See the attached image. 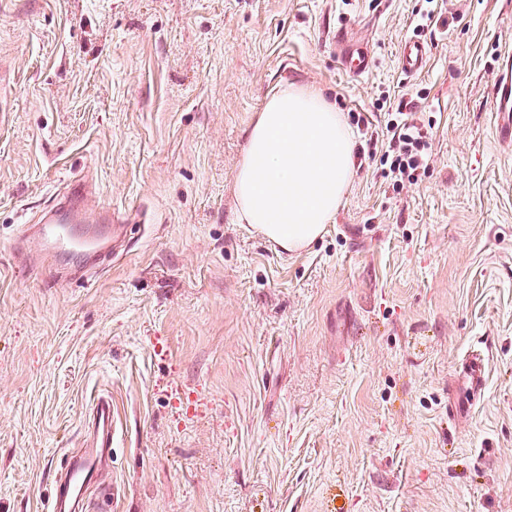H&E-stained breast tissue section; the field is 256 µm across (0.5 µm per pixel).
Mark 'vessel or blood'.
Here are the masks:
<instances>
[{"label": "vessel or blood", "mask_w": 512, "mask_h": 512, "mask_svg": "<svg viewBox=\"0 0 512 512\" xmlns=\"http://www.w3.org/2000/svg\"><path fill=\"white\" fill-rule=\"evenodd\" d=\"M338 58L342 67L349 73L361 75L372 65L368 51L346 43L344 36H337ZM430 56L427 43L405 39L399 54L402 73L409 78L421 74ZM490 109L495 112L500 137L512 142V51L501 54L493 87ZM90 186L82 180H74L69 185L67 198L58 204L59 212L67 214L71 223L84 224L83 215L73 209L72 201L87 197ZM112 224L111 212H103L92 224H84L85 232L81 238H74L60 227L55 216L45 217L43 223L29 226L23 233L29 248L46 256H53L65 249H81L89 245L96 246L101 253H109L111 236L107 229ZM464 372L469 382V397L477 399L485 386V364L480 355H472L467 361ZM88 429L90 437L84 450L66 457L54 480L51 498V512H110L112 503L106 490L100 489L99 482L106 462L112 451V442L116 432L112 414V401L98 399L94 406Z\"/></svg>", "instance_id": "vessel-or-blood-1"}]
</instances>
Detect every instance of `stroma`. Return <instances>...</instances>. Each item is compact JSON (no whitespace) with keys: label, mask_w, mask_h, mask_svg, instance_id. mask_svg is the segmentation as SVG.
I'll list each match as a JSON object with an SVG mask.
<instances>
[{"label":"stroma","mask_w":512,"mask_h":512,"mask_svg":"<svg viewBox=\"0 0 512 512\" xmlns=\"http://www.w3.org/2000/svg\"><path fill=\"white\" fill-rule=\"evenodd\" d=\"M424 5L0 0V512H50L106 393L117 512H512V143L488 108L512 0ZM343 26L362 75L336 62ZM292 84L357 147L400 108L430 134L414 183L359 161L297 253L234 195L256 112ZM74 177L129 224L80 278L87 255L53 269L20 240ZM430 56V48L427 43L407 38L404 40L399 54V65L402 73L412 78L421 74ZM464 373L469 382L470 402H473L481 396L485 386V364L480 354H473L470 357L464 367Z\"/></svg>","instance_id":"obj_1"}]
</instances>
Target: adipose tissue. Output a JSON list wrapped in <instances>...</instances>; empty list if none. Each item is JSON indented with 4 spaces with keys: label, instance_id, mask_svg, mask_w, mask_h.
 <instances>
[{
    "label": "adipose tissue",
    "instance_id": "adipose-tissue-1",
    "mask_svg": "<svg viewBox=\"0 0 512 512\" xmlns=\"http://www.w3.org/2000/svg\"><path fill=\"white\" fill-rule=\"evenodd\" d=\"M356 168L355 140L318 89L287 85L255 116L234 178L237 217L296 253L332 223Z\"/></svg>",
    "mask_w": 512,
    "mask_h": 512
}]
</instances>
